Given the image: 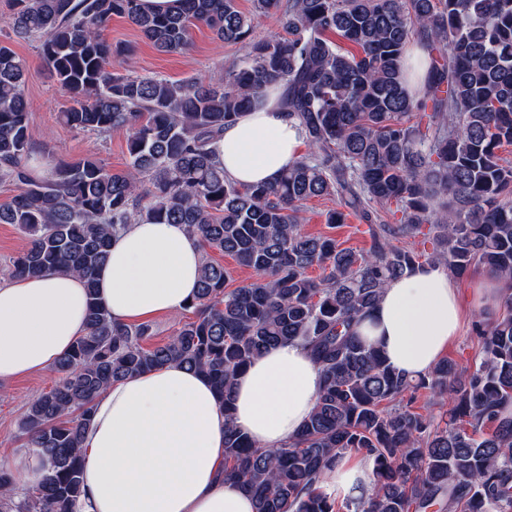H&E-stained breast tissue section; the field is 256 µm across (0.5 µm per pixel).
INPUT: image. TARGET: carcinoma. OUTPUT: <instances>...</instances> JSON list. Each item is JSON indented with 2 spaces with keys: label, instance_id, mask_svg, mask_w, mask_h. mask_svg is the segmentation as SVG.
I'll use <instances>...</instances> for the list:
<instances>
[{
  "label": "carcinoma",
  "instance_id": "carcinoma-1",
  "mask_svg": "<svg viewBox=\"0 0 512 512\" xmlns=\"http://www.w3.org/2000/svg\"><path fill=\"white\" fill-rule=\"evenodd\" d=\"M182 2L156 14L140 0H8L13 35L39 42L71 97L62 122L99 138L126 131L129 158L117 171L92 158L45 163L29 133L26 65L0 44V180L17 189L0 224L29 239L4 275L68 271L88 294L84 334L20 425L44 474L16 492L1 458L0 512H74L95 399L172 362L211 380L224 404V477L255 512H512V160L501 155L512 145V0H252L249 12L237 0ZM256 15L275 17L279 31L252 41ZM114 16L160 52L187 50L202 25L246 53L187 81L118 74L106 60L131 49L103 37ZM413 38L429 60L420 97L407 89ZM269 88L310 152L271 183L238 185L211 145ZM318 197L336 199L327 223L369 224L367 251L303 231L300 207ZM141 219L183 224L203 247L194 317L155 346L150 324L112 321L96 296L112 238ZM420 237L435 251L415 250ZM214 250L257 279L227 289ZM433 263L482 270L504 294L475 322L473 366L444 359L409 380L354 327L388 282ZM315 267L319 278L308 274ZM286 342L310 350L322 391L297 438L263 450L233 425L234 381ZM421 391L448 399L444 424L415 407ZM350 451L372 461L374 487L339 503L322 476Z\"/></svg>",
  "mask_w": 512,
  "mask_h": 512
}]
</instances>
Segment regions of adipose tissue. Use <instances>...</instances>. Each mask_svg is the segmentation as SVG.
<instances>
[{"instance_id":"ef3b65f1","label":"adipose tissue","mask_w":512,"mask_h":512,"mask_svg":"<svg viewBox=\"0 0 512 512\" xmlns=\"http://www.w3.org/2000/svg\"><path fill=\"white\" fill-rule=\"evenodd\" d=\"M304 139L278 95L225 126L214 148L225 173L244 185L269 183L299 157ZM202 249L180 224L127 226L98 272V294L116 322L183 311L198 288ZM87 291L71 273L0 284V384L55 369L85 329ZM468 317L442 265H425L384 288L356 328L409 378L426 375ZM320 365L297 343L255 359L236 382L234 422L275 449L292 441L312 412ZM83 492L75 512H254L250 496L224 477V409L209 381L170 364L112 383L94 402L82 441ZM338 499L370 494L367 459L340 458L324 475Z\"/></svg>"}]
</instances>
